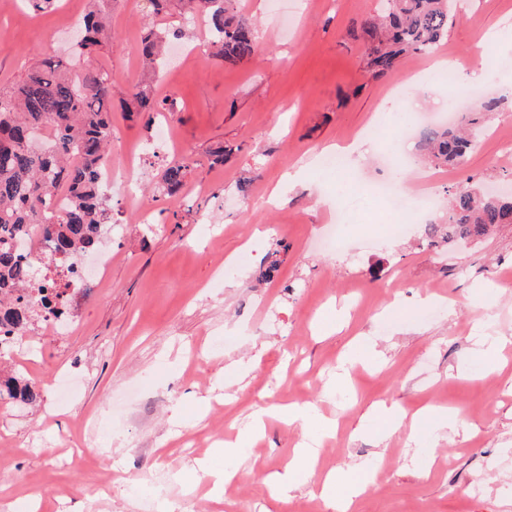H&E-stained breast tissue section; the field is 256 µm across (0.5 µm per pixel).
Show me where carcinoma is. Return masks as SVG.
Masks as SVG:
<instances>
[{"mask_svg":"<svg viewBox=\"0 0 512 512\" xmlns=\"http://www.w3.org/2000/svg\"><path fill=\"white\" fill-rule=\"evenodd\" d=\"M181 15L201 18L210 35L211 56L232 66L251 61L257 52L252 23L234 7L233 0H180ZM374 18L363 24L366 68L380 78L392 73L400 57L427 53L448 36L457 17L456 0H384ZM109 0H88L82 19L84 35L67 58L49 56L30 68L8 91L0 90V327L18 335L33 329L42 314H65L69 283L77 256L98 246L103 229L112 223V208L99 187V171L112 149V73L84 62L101 53L111 38ZM189 31L148 23L139 54L150 66L160 64L163 42ZM128 109L150 126L166 101L151 96L140 85L128 93ZM458 125L429 127L421 143L441 165H459L478 146L474 132L482 117L464 107ZM188 165L171 162L161 174V188L176 192L185 183ZM65 191L70 206L60 212L51 206L54 193ZM37 224L54 243L53 251L27 261L14 247L15 238ZM512 224V197H485L466 186L451 196L442 224H428L429 245L476 240L495 226ZM51 273L35 284L31 264ZM32 403L36 386L10 377L0 381V397Z\"/></svg>","mask_w":512,"mask_h":512,"instance_id":"1","label":"carcinoma"}]
</instances>
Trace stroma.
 <instances>
[{
  "label": "stroma",
  "mask_w": 512,
  "mask_h": 512,
  "mask_svg": "<svg viewBox=\"0 0 512 512\" xmlns=\"http://www.w3.org/2000/svg\"><path fill=\"white\" fill-rule=\"evenodd\" d=\"M88 0H61L36 13L22 0L0 7V89H8L46 55L63 56ZM258 45L252 62L229 67L200 46L189 68L145 74L138 44L145 0H113L112 37L94 63L112 73V98L147 80L156 95L172 91L169 118L177 153L137 113L114 108L112 149L141 155L142 178L113 186L114 221L101 245L112 264L98 293L72 309V329H37L35 358L6 359L5 370L39 387L33 404L0 401V506L36 496L37 512H162L147 485L123 473L165 475L168 502L205 494L226 461L215 448L251 425L273 403L313 407L334 423L317 445L309 480L287 496L268 494L263 478L284 471L305 439L299 424L268 420L234 464L231 512H331L320 495L329 473L373 458L387 466L357 498L353 512H512V225L469 243L431 247L424 225L396 232L365 199L346 225L347 248L327 246L336 184L354 194L366 180L396 176L408 192L433 191L445 217L457 186L485 192L512 182V156L499 151L497 126L512 122V96L486 115L490 132L460 166L419 162L391 173L381 143L354 163L355 177L320 166L326 146L347 145L382 116L397 112L394 89L417 111L438 109L473 88L468 73L485 58L496 83L512 86V0H467L441 52L407 55L383 78L366 71L362 24L375 0H240ZM447 58L448 92L410 86L414 70ZM233 149L223 165L208 152ZM191 164L197 193L182 204L155 194L166 163ZM243 182L246 193L235 185ZM153 226L140 224L138 205ZM345 309L342 329L323 321ZM505 336L495 370L470 363L477 336ZM379 354L357 381L334 382L352 346ZM246 365L235 382L228 366ZM66 371L71 391L49 380ZM349 401H342L344 391ZM384 400L414 413L425 406L459 414L458 435L437 441L436 462L422 472L418 448L399 427L385 440L362 429L371 404ZM210 473L198 474L199 464ZM112 477V493L98 483ZM479 493H472L473 485Z\"/></svg>",
  "instance_id": "obj_1"
}]
</instances>
